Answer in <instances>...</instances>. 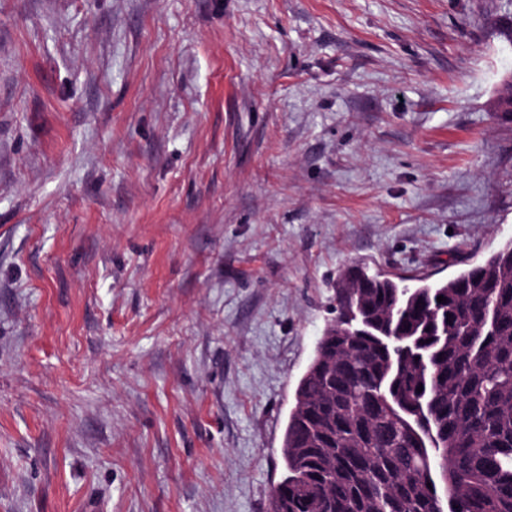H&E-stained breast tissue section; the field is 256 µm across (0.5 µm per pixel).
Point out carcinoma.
Instances as JSON below:
<instances>
[{
  "mask_svg": "<svg viewBox=\"0 0 512 512\" xmlns=\"http://www.w3.org/2000/svg\"><path fill=\"white\" fill-rule=\"evenodd\" d=\"M334 311L270 512H512V242L431 283L350 265Z\"/></svg>",
  "mask_w": 512,
  "mask_h": 512,
  "instance_id": "carcinoma-1",
  "label": "carcinoma"
}]
</instances>
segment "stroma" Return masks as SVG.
<instances>
[{
  "mask_svg": "<svg viewBox=\"0 0 512 512\" xmlns=\"http://www.w3.org/2000/svg\"><path fill=\"white\" fill-rule=\"evenodd\" d=\"M512 0H0V512H270L357 264L512 241Z\"/></svg>",
  "mask_w": 512,
  "mask_h": 512,
  "instance_id": "stroma-1",
  "label": "stroma"
}]
</instances>
